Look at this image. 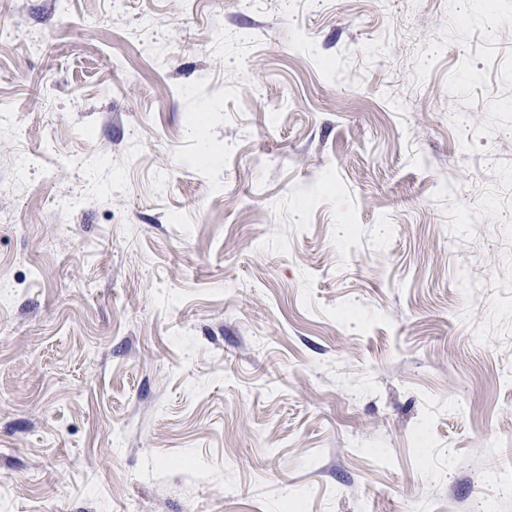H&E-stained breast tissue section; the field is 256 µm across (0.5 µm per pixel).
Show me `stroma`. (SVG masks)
<instances>
[{
  "label": "stroma",
  "mask_w": 512,
  "mask_h": 512,
  "mask_svg": "<svg viewBox=\"0 0 512 512\" xmlns=\"http://www.w3.org/2000/svg\"><path fill=\"white\" fill-rule=\"evenodd\" d=\"M512 0H0V512H512Z\"/></svg>",
  "instance_id": "obj_1"
}]
</instances>
